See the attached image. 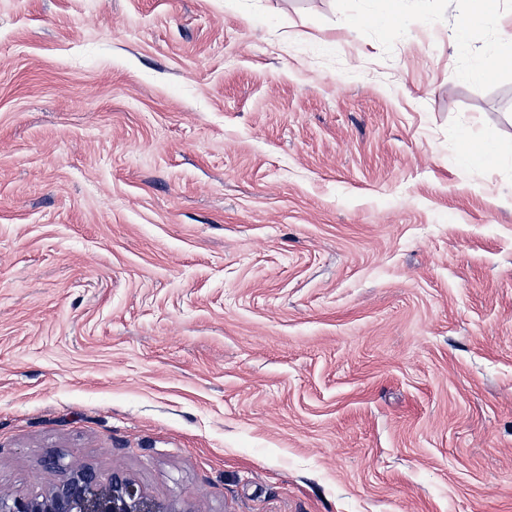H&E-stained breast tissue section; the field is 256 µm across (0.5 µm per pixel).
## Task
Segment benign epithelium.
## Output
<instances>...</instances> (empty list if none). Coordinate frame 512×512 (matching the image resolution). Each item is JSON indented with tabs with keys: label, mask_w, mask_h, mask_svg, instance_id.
Segmentation results:
<instances>
[{
	"label": "benign epithelium",
	"mask_w": 512,
	"mask_h": 512,
	"mask_svg": "<svg viewBox=\"0 0 512 512\" xmlns=\"http://www.w3.org/2000/svg\"><path fill=\"white\" fill-rule=\"evenodd\" d=\"M0 512H191L176 501L147 496L121 473L104 483L90 469L62 470L58 481L35 495H0Z\"/></svg>",
	"instance_id": "7a95c632"
}]
</instances>
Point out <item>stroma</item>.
<instances>
[{
  "label": "stroma",
  "mask_w": 512,
  "mask_h": 512,
  "mask_svg": "<svg viewBox=\"0 0 512 512\" xmlns=\"http://www.w3.org/2000/svg\"><path fill=\"white\" fill-rule=\"evenodd\" d=\"M468 8L0 0V494L512 512V39Z\"/></svg>",
  "instance_id": "35a3bbf8"
}]
</instances>
